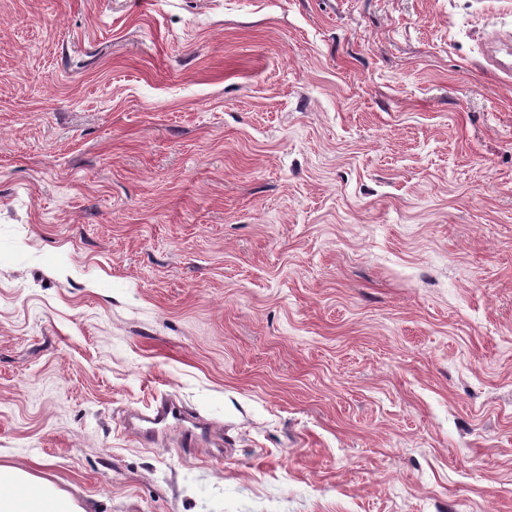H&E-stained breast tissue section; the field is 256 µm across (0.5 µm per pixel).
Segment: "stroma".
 I'll return each instance as SVG.
<instances>
[{"label": "stroma", "mask_w": 512, "mask_h": 512, "mask_svg": "<svg viewBox=\"0 0 512 512\" xmlns=\"http://www.w3.org/2000/svg\"><path fill=\"white\" fill-rule=\"evenodd\" d=\"M512 0H0V463L87 512H512ZM168 394L220 455L143 445Z\"/></svg>", "instance_id": "stroma-1"}]
</instances>
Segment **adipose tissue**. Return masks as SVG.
Instances as JSON below:
<instances>
[{"label": "adipose tissue", "instance_id": "ef3b65f1", "mask_svg": "<svg viewBox=\"0 0 512 512\" xmlns=\"http://www.w3.org/2000/svg\"><path fill=\"white\" fill-rule=\"evenodd\" d=\"M0 512H85L49 481L0 465Z\"/></svg>", "mask_w": 512, "mask_h": 512}]
</instances>
